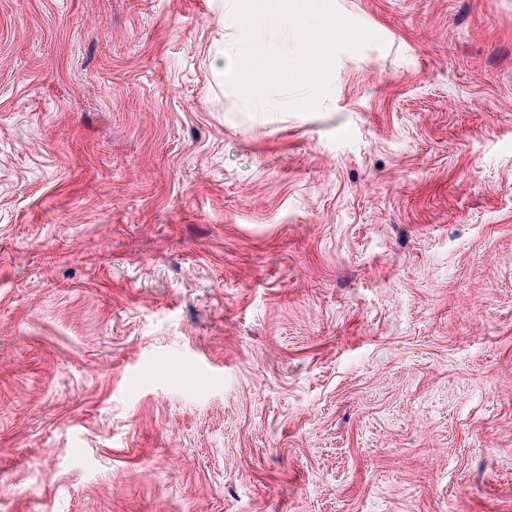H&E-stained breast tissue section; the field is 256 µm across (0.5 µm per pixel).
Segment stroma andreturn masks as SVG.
Here are the masks:
<instances>
[{
	"label": "stroma",
	"instance_id": "obj_1",
	"mask_svg": "<svg viewBox=\"0 0 512 512\" xmlns=\"http://www.w3.org/2000/svg\"><path fill=\"white\" fill-rule=\"evenodd\" d=\"M311 113L215 0H0V512H512V0H335Z\"/></svg>",
	"mask_w": 512,
	"mask_h": 512
}]
</instances>
